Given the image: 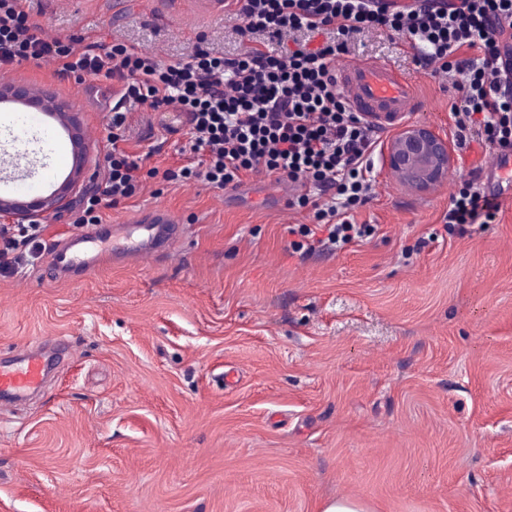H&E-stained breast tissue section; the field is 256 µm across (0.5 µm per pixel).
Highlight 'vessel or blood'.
<instances>
[{
	"label": "vessel or blood",
	"instance_id": "obj_1",
	"mask_svg": "<svg viewBox=\"0 0 512 512\" xmlns=\"http://www.w3.org/2000/svg\"><path fill=\"white\" fill-rule=\"evenodd\" d=\"M337 81L352 111L385 131L398 126L402 117L417 111L420 106L414 81L396 72L386 62L371 66H341ZM175 236L172 218L167 213L152 211L131 233L116 225L108 235L91 229L62 240L53 246L51 261L54 267L65 271H89L98 266L103 255L112 253L110 238H122V254L139 257L155 255L158 240L171 241ZM52 364L51 357L33 355L15 367L0 368V410L39 388Z\"/></svg>",
	"mask_w": 512,
	"mask_h": 512
}]
</instances>
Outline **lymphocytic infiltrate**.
<instances>
[{"instance_id": "obj_1", "label": "lymphocytic infiltrate", "mask_w": 512, "mask_h": 512, "mask_svg": "<svg viewBox=\"0 0 512 512\" xmlns=\"http://www.w3.org/2000/svg\"><path fill=\"white\" fill-rule=\"evenodd\" d=\"M242 22L243 49L233 56L197 49L165 61L147 45L62 41L31 24L20 0H0V69L22 63L53 64L59 75L103 77L123 84L112 108L114 147L100 194L88 197L82 223L101 202L119 203L148 180H199L224 189L264 172L302 188L295 206L308 209L297 225L295 251L343 246L369 236L375 225L354 213L370 200L376 181V137L351 112L336 83V66L352 36L384 29L420 45V64L431 77L453 80V137L459 149L478 142L483 167L512 146V0H415L391 8L382 0H230ZM302 34L288 46L286 39ZM322 36L319 46L310 40ZM187 116L198 165L142 171L120 148L126 106ZM495 198L475 186L453 196L444 226L491 224Z\"/></svg>"}]
</instances>
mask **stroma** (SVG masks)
<instances>
[{
	"instance_id": "obj_1",
	"label": "stroma",
	"mask_w": 512,
	"mask_h": 512,
	"mask_svg": "<svg viewBox=\"0 0 512 512\" xmlns=\"http://www.w3.org/2000/svg\"><path fill=\"white\" fill-rule=\"evenodd\" d=\"M22 0L47 33L105 46L141 42L161 59L199 41L241 50L238 18L212 0ZM347 63L388 62L420 95L414 124L451 133L452 82L432 78L407 39L371 30ZM88 133L96 186L107 174L113 82L22 64ZM23 176L0 196L51 193L72 166L66 131L41 116ZM123 148L143 170L191 158L176 112L129 107ZM480 148L447 180L407 188L377 167L355 220L377 225L341 249L294 253V187L265 173L218 190L148 180L97 207L102 224L163 209L182 227L152 260L55 276L11 227L0 269V363L46 337L71 338L42 391L0 413V512H320L351 498L370 512H512V189L495 223L440 222Z\"/></svg>"
}]
</instances>
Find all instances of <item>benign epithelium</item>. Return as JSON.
Masks as SVG:
<instances>
[{"mask_svg": "<svg viewBox=\"0 0 512 512\" xmlns=\"http://www.w3.org/2000/svg\"><path fill=\"white\" fill-rule=\"evenodd\" d=\"M0 102L36 108L56 119L68 132L73 165L60 186L46 197L31 201L0 197V220L9 224H37L46 215L66 208L74 195L94 187L86 166L87 142L73 113L65 111L53 97L28 83L0 84ZM383 162L400 181L429 190L447 179L452 151L448 138L427 125H409L384 146Z\"/></svg>", "mask_w": 512, "mask_h": 512, "instance_id": "7a95c632", "label": "benign epithelium"}]
</instances>
